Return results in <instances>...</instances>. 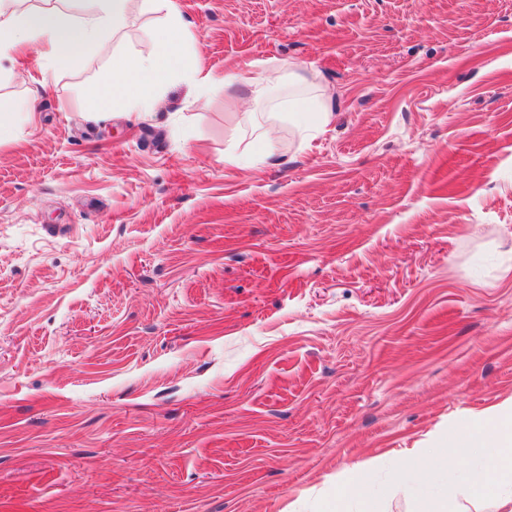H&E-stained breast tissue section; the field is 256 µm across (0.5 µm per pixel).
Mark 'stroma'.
<instances>
[{"label": "stroma", "mask_w": 512, "mask_h": 512, "mask_svg": "<svg viewBox=\"0 0 512 512\" xmlns=\"http://www.w3.org/2000/svg\"><path fill=\"white\" fill-rule=\"evenodd\" d=\"M176 2L207 81L153 113L93 102L147 0L0 63V512H414L398 462L512 402V0Z\"/></svg>", "instance_id": "stroma-1"}]
</instances>
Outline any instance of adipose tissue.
I'll use <instances>...</instances> for the list:
<instances>
[{"mask_svg":"<svg viewBox=\"0 0 512 512\" xmlns=\"http://www.w3.org/2000/svg\"><path fill=\"white\" fill-rule=\"evenodd\" d=\"M18 2L0 0V62L31 47L58 62L72 51L94 49L104 34L124 30L130 0H54L27 17L22 16ZM155 2L165 9L167 24L155 35L151 52L113 57L112 81L98 95V111L153 112L158 103L155 91L172 74L200 71L199 56L187 50L194 35L182 21L176 0ZM474 448L485 449L483 461L480 466L465 467ZM452 463L464 465V479L474 494L493 489L496 512H512V403L499 408L494 425L463 426L447 448L415 459L410 473L426 512H462L455 498L432 488L434 476Z\"/></svg>","mask_w":512,"mask_h":512,"instance_id":"ef3b65f1","label":"adipose tissue"}]
</instances>
